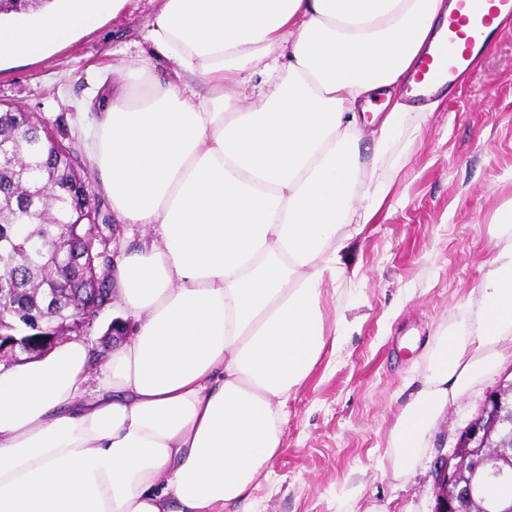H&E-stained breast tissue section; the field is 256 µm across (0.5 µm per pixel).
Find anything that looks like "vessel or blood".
<instances>
[{"label": "vessel or blood", "mask_w": 512, "mask_h": 512, "mask_svg": "<svg viewBox=\"0 0 512 512\" xmlns=\"http://www.w3.org/2000/svg\"><path fill=\"white\" fill-rule=\"evenodd\" d=\"M512 0H457L438 41L422 54L412 76L414 98L442 93L470 70L474 50L488 49Z\"/></svg>", "instance_id": "vessel-or-blood-1"}]
</instances>
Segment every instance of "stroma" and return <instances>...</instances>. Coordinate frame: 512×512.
<instances>
[{"label": "stroma", "instance_id": "35a3bbf8", "mask_svg": "<svg viewBox=\"0 0 512 512\" xmlns=\"http://www.w3.org/2000/svg\"><path fill=\"white\" fill-rule=\"evenodd\" d=\"M163 0H117L101 25L42 60L0 58V106H18L57 140L90 149L97 76L118 81L150 63L146 35ZM442 110L387 154L392 194L347 242L322 295L325 346L288 401L281 449L237 512H433V464L454 447L485 397L512 379L504 357L456 401L404 471L391 432L420 388L422 356L460 327L475 284L503 247L512 200V26L495 36Z\"/></svg>", "mask_w": 512, "mask_h": 512}]
</instances>
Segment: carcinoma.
<instances>
[{"label":"carcinoma","mask_w":512,"mask_h":512,"mask_svg":"<svg viewBox=\"0 0 512 512\" xmlns=\"http://www.w3.org/2000/svg\"><path fill=\"white\" fill-rule=\"evenodd\" d=\"M34 0H3L0 13L35 10ZM53 171L45 187L34 175ZM79 145L58 142L33 115L0 112V347L9 337L28 336L40 346L47 334L62 333L75 309L89 298L112 301L106 270L107 237L99 224ZM64 248L79 259L65 267Z\"/></svg>","instance_id":"cac0c4a2"}]
</instances>
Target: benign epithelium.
<instances>
[{"label": "benign epithelium", "instance_id": "obj_1", "mask_svg": "<svg viewBox=\"0 0 512 512\" xmlns=\"http://www.w3.org/2000/svg\"><path fill=\"white\" fill-rule=\"evenodd\" d=\"M99 309L73 317V331L86 337ZM32 349L20 338L0 362H20ZM434 512H512V380L489 393L477 415L460 433L451 454L433 470Z\"/></svg>", "mask_w": 512, "mask_h": 512}]
</instances>
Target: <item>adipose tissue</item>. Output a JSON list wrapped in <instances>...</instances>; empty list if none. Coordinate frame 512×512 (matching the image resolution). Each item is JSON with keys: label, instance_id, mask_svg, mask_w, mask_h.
Wrapping results in <instances>:
<instances>
[{"label": "adipose tissue", "instance_id": "adipose-tissue-1", "mask_svg": "<svg viewBox=\"0 0 512 512\" xmlns=\"http://www.w3.org/2000/svg\"><path fill=\"white\" fill-rule=\"evenodd\" d=\"M108 3L54 0L34 20L0 23V54L44 56L97 28ZM450 8L164 0L148 40L169 77L136 101L139 70L101 85L91 148L118 220L159 229L115 275V310L137 328L100 360L73 336L0 366V512H224L249 500L326 345L324 284L389 196V146L441 105L408 104L403 83ZM250 69L266 79L242 106L224 89ZM492 265L467 331L442 337L394 426L404 459L512 335V244Z\"/></svg>", "mask_w": 512, "mask_h": 512}]
</instances>
